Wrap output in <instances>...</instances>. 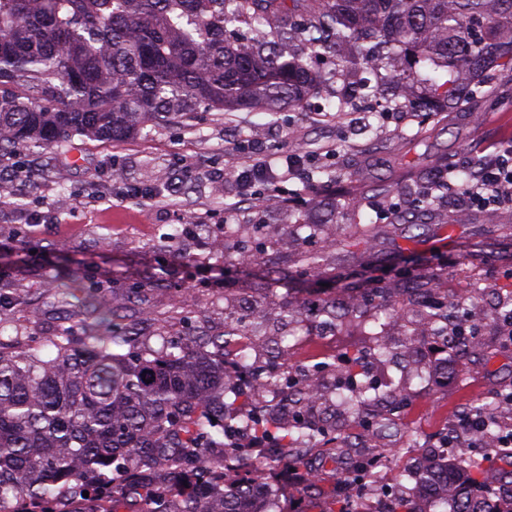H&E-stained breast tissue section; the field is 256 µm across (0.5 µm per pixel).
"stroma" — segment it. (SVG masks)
Listing matches in <instances>:
<instances>
[{
    "mask_svg": "<svg viewBox=\"0 0 512 512\" xmlns=\"http://www.w3.org/2000/svg\"><path fill=\"white\" fill-rule=\"evenodd\" d=\"M335 86L334 72L327 67L323 97L301 109L202 112L187 127H150L120 141L77 137L1 162L18 177L0 190V240L19 235L26 244L0 249V343L35 346L64 326L82 341L79 309L56 298L60 286L85 288L123 308L129 304V288L151 283L142 304L166 319L173 339L200 320L210 330H223L229 298L265 306L268 321H277L276 307L266 303L272 291L299 309L298 319L307 329L305 336L287 339L292 365L311 366L346 349L366 354L370 336L379 331L393 341L411 335L396 309L407 288L434 274L444 298L456 302L470 286L461 270L462 256L476 246L483 251L478 274L486 294L471 311L475 322L491 321L497 307L512 300L511 208L488 212L458 205L452 197L431 209L414 243L380 239L351 247L347 241L355 225L390 224L394 202L421 193L436 156L446 155L449 165L461 170L486 146L511 140L512 101L488 92L428 119L407 107L366 120L355 112H337L327 97ZM247 141L300 150L305 170L330 168L342 181L325 188L315 179L291 180L287 188L296 205L289 210L265 206L263 228L255 230L251 215L237 209L242 188L234 177L249 159L242 148ZM117 168L122 184L152 186L157 197L117 200L118 185L112 181ZM216 172L223 174V183L214 182ZM82 191L90 199L75 205ZM292 212L304 223L320 225L334 277L296 275L301 241L288 223ZM183 215L193 224L179 236L183 255L177 258L166 250L163 235ZM446 221L452 228L443 236L437 226ZM228 223L234 226L229 236L224 233ZM264 235L280 241L267 256L272 275L266 279L252 278L244 265L223 266L210 248L211 241L219 240L228 249L251 251ZM373 277L383 279L390 302L383 324L364 323L354 335L335 331L322 340L323 321L307 313L308 303L333 296L362 300L366 281ZM340 281L349 284L348 292L338 293ZM420 358L437 371L409 389L398 415L401 431L386 449V484L414 468L432 438L473 401L512 386V345L502 346L490 331L460 353L422 345ZM408 427L417 433L418 447L408 444ZM324 454L317 449L309 462L319 473L316 483L301 485L280 471L271 475V512H342L343 472L326 464Z\"/></svg>",
    "mask_w": 512,
    "mask_h": 512,
    "instance_id": "1",
    "label": "stroma"
}]
</instances>
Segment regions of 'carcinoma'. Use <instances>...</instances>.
<instances>
[{"mask_svg":"<svg viewBox=\"0 0 512 512\" xmlns=\"http://www.w3.org/2000/svg\"><path fill=\"white\" fill-rule=\"evenodd\" d=\"M334 57L336 111L363 97L356 71H385L397 88L423 84L429 113L449 112L477 93L489 71L512 73V0H0V160L18 150L65 144L76 136L124 140L149 127L186 125L200 112H280L318 92L314 60ZM444 70L443 81L417 66ZM448 197V160L426 182L434 208ZM422 203L389 231L357 225L351 238L403 236L424 224ZM279 241L257 253L224 252V263L259 266ZM306 274L329 267L316 248L297 254ZM404 311L433 327L448 306L429 282L408 289ZM85 341L67 330L36 347L0 345V512H76L89 492L94 512H268L260 492L267 465L312 478L301 454L330 429L306 412L318 395L312 375L284 378L273 368L269 404L252 384L257 370L226 360L237 336L264 341L260 306L224 317L178 343L136 350L127 316L99 298L80 299ZM317 317L352 324L336 300ZM378 389L360 383L337 394L344 415L391 428L370 414ZM485 459L431 454L411 476L415 495L385 490L386 512H422V499L449 512H512L476 489ZM378 463L358 462L347 494L363 496ZM192 491H185V485ZM11 504L3 505V495Z\"/></svg>","mask_w":512,"mask_h":512,"instance_id":"cac0c4a2","label":"carcinoma"}]
</instances>
